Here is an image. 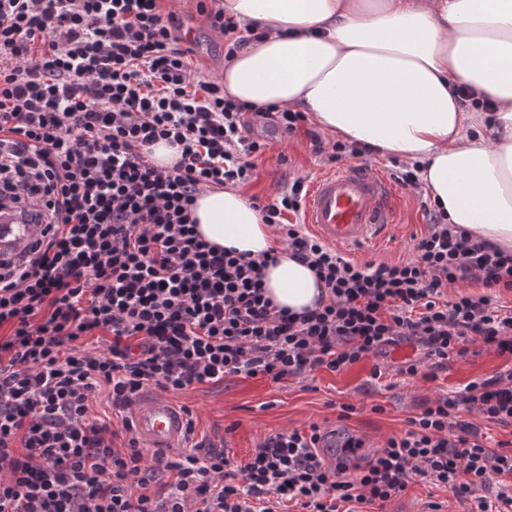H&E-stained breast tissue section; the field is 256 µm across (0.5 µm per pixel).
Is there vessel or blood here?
I'll list each match as a JSON object with an SVG mask.
<instances>
[{"instance_id":"vessel-or-blood-1","label":"vessel or blood","mask_w":512,"mask_h":512,"mask_svg":"<svg viewBox=\"0 0 512 512\" xmlns=\"http://www.w3.org/2000/svg\"><path fill=\"white\" fill-rule=\"evenodd\" d=\"M398 191L382 174L355 163L319 175L304 199L305 222L327 245L345 253L385 242L395 222ZM31 234L14 212L0 213V253L19 250ZM134 433L148 451L182 447L187 418L173 401L157 393L134 398Z\"/></svg>"}]
</instances>
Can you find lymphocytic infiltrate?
<instances>
[{
  "label": "lymphocytic infiltrate",
  "instance_id": "f902f5d3",
  "mask_svg": "<svg viewBox=\"0 0 512 512\" xmlns=\"http://www.w3.org/2000/svg\"><path fill=\"white\" fill-rule=\"evenodd\" d=\"M161 0H0V207L39 210L22 257L0 261V512H339L403 493L414 478L472 496L512 477L466 415L512 425V368L441 396L364 464L320 453L318 425L266 437L243 462L187 434L176 459L147 460L126 413L143 389L178 392L227 376L278 383L384 356L406 342L417 377L471 344L512 356V253L434 210L412 258L358 265L300 225L304 185L251 204L327 290L296 315L264 292L266 259L204 241L192 206L249 181L266 142L253 114L326 146L304 113L225 98L194 71ZM175 149L173 165L153 148ZM478 283L482 295L449 286ZM104 349H87V338ZM111 418L93 417L99 395ZM130 437L114 448L119 431ZM172 475L167 496L148 490Z\"/></svg>",
  "mask_w": 512,
  "mask_h": 512
}]
</instances>
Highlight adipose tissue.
<instances>
[{
  "mask_svg": "<svg viewBox=\"0 0 512 512\" xmlns=\"http://www.w3.org/2000/svg\"><path fill=\"white\" fill-rule=\"evenodd\" d=\"M264 32L224 67L239 102L309 112L328 136L421 166L449 223L512 252V0H221ZM490 98L465 110L452 85ZM203 239L254 256L276 246L239 189H204ZM278 249L263 268L277 308H314L323 285Z\"/></svg>",
  "mask_w": 512,
  "mask_h": 512,
  "instance_id": "1",
  "label": "adipose tissue"
}]
</instances>
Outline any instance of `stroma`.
<instances>
[{
    "label": "stroma",
    "instance_id": "obj_1",
    "mask_svg": "<svg viewBox=\"0 0 512 512\" xmlns=\"http://www.w3.org/2000/svg\"><path fill=\"white\" fill-rule=\"evenodd\" d=\"M163 11H174L184 23L197 24L201 48L191 60L194 70L222 76L224 39L210 28L206 14L198 10V0H162ZM349 156L335 159L312 150L304 133L271 144L258 158L250 183L242 186L246 197H269L283 183L300 178L309 182L331 167L351 164ZM398 224L389 243L357 256L359 264L397 262L411 257L416 240L426 232L429 211L434 203L423 188L400 189ZM410 344L392 349L388 358L363 360L338 372L318 369L291 377L281 383L263 378L229 377L221 383L199 385L174 394V401L190 410L197 437L224 446L235 462L246 459L266 436L318 424L336 447L350 436L362 439L357 457L348 466L361 464L392 436L403 434L409 417L425 403L443 394H454L466 384L495 376L507 364L493 347L476 344L468 355L450 356L436 379L409 381L396 369L415 356ZM381 367V379H373L374 367ZM355 405V413L339 420V404ZM383 512H476L469 497H458L419 479L407 490L385 502Z\"/></svg>",
    "mask_w": 512,
    "mask_h": 512
}]
</instances>
